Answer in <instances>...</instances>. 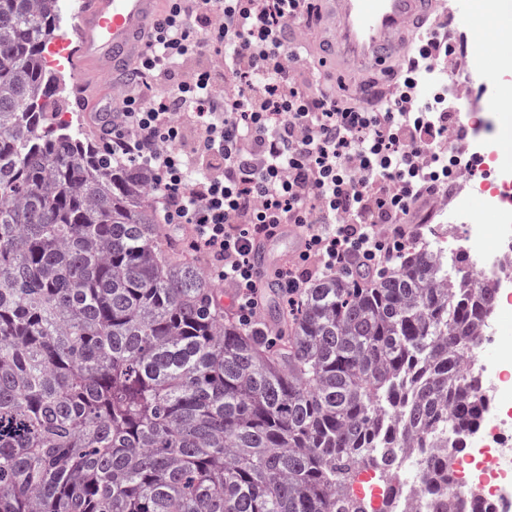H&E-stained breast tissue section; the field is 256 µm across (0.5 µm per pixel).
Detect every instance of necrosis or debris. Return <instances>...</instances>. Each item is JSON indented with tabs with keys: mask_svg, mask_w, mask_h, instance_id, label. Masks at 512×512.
<instances>
[{
	"mask_svg": "<svg viewBox=\"0 0 512 512\" xmlns=\"http://www.w3.org/2000/svg\"><path fill=\"white\" fill-rule=\"evenodd\" d=\"M487 126L483 118H474L475 133L467 145L471 157L483 162L486 177L475 181L466 176L456 183L433 240L440 262L453 265L459 255H466L476 285L487 283L495 290L494 309L466 358L468 371L483 382L487 402L465 441V454L451 448H415L395 462L398 482L414 498L418 512H433L422 487L426 465L437 457L447 458L457 491L477 494L485 512H512V160L500 161ZM468 196L479 198L480 210L463 207ZM484 214L496 219L488 233L479 222Z\"/></svg>",
	"mask_w": 512,
	"mask_h": 512,
	"instance_id": "4bbe7bcc",
	"label": "necrosis or debris"
}]
</instances>
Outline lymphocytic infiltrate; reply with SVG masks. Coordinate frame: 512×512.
I'll list each match as a JSON object with an SVG mask.
<instances>
[{
  "mask_svg": "<svg viewBox=\"0 0 512 512\" xmlns=\"http://www.w3.org/2000/svg\"><path fill=\"white\" fill-rule=\"evenodd\" d=\"M310 0H167L120 100L105 104L106 147L152 176L162 221L190 228L211 275L234 288L251 324L264 304L255 242L297 225L304 247L274 278L286 296L313 280L382 274L405 247L413 203L469 161L448 142L456 52L443 21L379 110L336 101L304 78L310 59L286 34Z\"/></svg>",
  "mask_w": 512,
  "mask_h": 512,
  "instance_id": "lymphocytic-infiltrate-1",
  "label": "lymphocytic infiltrate"
}]
</instances>
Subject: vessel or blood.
Wrapping results in <instances>:
<instances>
[{"label":"vessel or blood","mask_w":512,"mask_h":512,"mask_svg":"<svg viewBox=\"0 0 512 512\" xmlns=\"http://www.w3.org/2000/svg\"><path fill=\"white\" fill-rule=\"evenodd\" d=\"M166 0H83L76 39L61 36L52 53L70 69L86 76L84 108H95L99 93L93 81L103 72H118L143 47L144 38L161 13ZM323 28L336 62L350 74L384 66L412 50L410 33L442 0H326ZM297 253L302 242L295 227L281 226L275 239L255 244L253 257L260 269H268L276 241Z\"/></svg>","instance_id":"1"}]
</instances>
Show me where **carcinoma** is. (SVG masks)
Wrapping results in <instances>:
<instances>
[{"label":"carcinoma","mask_w":512,"mask_h":512,"mask_svg":"<svg viewBox=\"0 0 512 512\" xmlns=\"http://www.w3.org/2000/svg\"><path fill=\"white\" fill-rule=\"evenodd\" d=\"M59 29V0H0V512H371L366 466L463 449L493 289L410 247L373 283L314 281L272 349L164 236L151 179L46 112ZM427 468L434 512H462Z\"/></svg>","instance_id":"obj_1"}]
</instances>
